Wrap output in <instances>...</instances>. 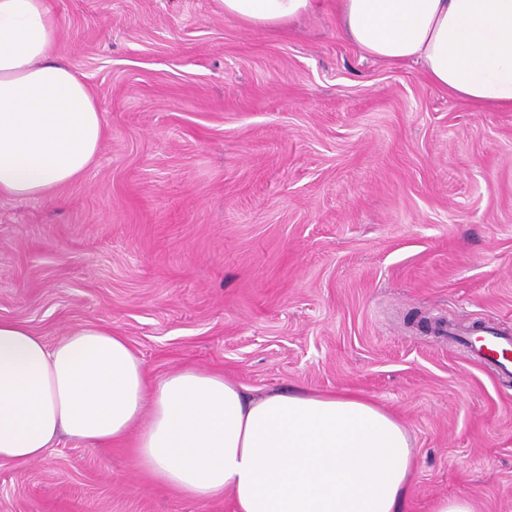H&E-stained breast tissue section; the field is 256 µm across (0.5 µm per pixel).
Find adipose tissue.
Segmentation results:
<instances>
[{
  "instance_id": "adipose-tissue-1",
  "label": "adipose tissue",
  "mask_w": 512,
  "mask_h": 512,
  "mask_svg": "<svg viewBox=\"0 0 512 512\" xmlns=\"http://www.w3.org/2000/svg\"><path fill=\"white\" fill-rule=\"evenodd\" d=\"M226 15L289 25L323 0H221ZM366 56L415 62L449 96L512 110V0H336ZM46 0H0V194L47 197L79 177L104 134L88 85L55 57ZM130 444L161 485L231 512H400L413 472L404 426L345 394L246 395L185 367L149 377L125 337L88 323L46 341L0 319V461L41 459L60 437Z\"/></svg>"
}]
</instances>
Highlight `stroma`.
I'll list each match as a JSON object with an SVG mask.
<instances>
[{
    "label": "stroma",
    "instance_id": "stroma-1",
    "mask_svg": "<svg viewBox=\"0 0 512 512\" xmlns=\"http://www.w3.org/2000/svg\"><path fill=\"white\" fill-rule=\"evenodd\" d=\"M102 114L92 166L0 197V319L97 323L153 377L372 400L408 431L403 512H512V376L433 323L512 333V111L364 56L325 10L273 30L220 0H49ZM0 512H225L128 445L0 462Z\"/></svg>",
    "mask_w": 512,
    "mask_h": 512
}]
</instances>
